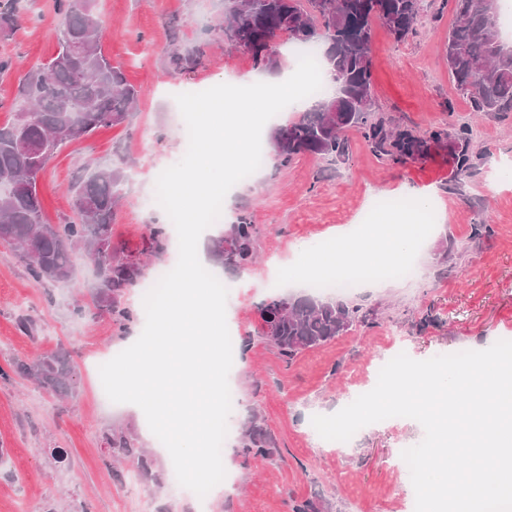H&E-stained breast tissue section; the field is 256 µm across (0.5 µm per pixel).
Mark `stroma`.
Wrapping results in <instances>:
<instances>
[{"label": "stroma", "instance_id": "35a3bbf8", "mask_svg": "<svg viewBox=\"0 0 512 512\" xmlns=\"http://www.w3.org/2000/svg\"><path fill=\"white\" fill-rule=\"evenodd\" d=\"M0 4L14 5L19 15L11 33H0V57L13 62L10 73L0 76L3 125L19 108L20 77L56 56L59 16L55 0ZM423 5L416 33L405 40L382 25L372 28L374 110L390 126L416 132L469 126L479 160L462 185H450L448 150L436 148L396 164L378 158L353 134L343 162L310 155L284 167L268 161L254 179L230 189L223 222L201 236L203 247H210L214 235L245 213L258 228L259 254L245 272L210 256L204 262L228 287L227 326L244 345L232 376L240 403L229 415L231 434L222 447L227 478L208 493L207 512H292L295 503L308 499L319 512H403L406 480L396 454L423 440L422 425L394 419L365 428L338 448L314 435L312 417L342 409L394 342L422 361L460 347L484 350L512 333V182L494 183L489 171L494 158H512V113L474 115L444 61L452 11L443 0ZM93 11L105 30L103 52L137 89V105L131 123L97 129L63 146L49 160L38 189L45 220L59 224L73 214L71 187L77 179L100 168H123L112 239L137 252L148 225L168 220L164 210L148 205L147 195L161 172L186 153L176 95L259 72L247 55L224 45V0H94ZM199 43L205 46L200 66L172 65L173 50ZM416 192L441 205L439 219L420 216L430 227L416 254L420 277L383 280L347 296L372 311V324H357L290 362L256 341L274 265L300 246L335 242L336 228L351 229L360 210L375 200L409 212ZM478 224L490 225L491 234L474 237ZM452 246L461 254L449 260L445 254ZM72 259L67 283L38 284L16 251L0 244V512H70L79 501L89 503L91 512H196L187 491L171 483V456L143 411L110 402L99 389L101 362L133 344L144 329L143 288L128 290L125 302L136 316L118 330L93 305L95 267L82 252ZM60 348L72 360L74 397H55L7 371L13 359L33 361ZM255 415L276 443L273 459L239 452L244 426ZM113 432L146 452L153 462L150 480L113 478V470L129 467L106 442ZM58 448L65 453L60 460L53 456Z\"/></svg>", "mask_w": 512, "mask_h": 512}]
</instances>
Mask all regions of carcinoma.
<instances>
[{
	"instance_id": "cac0c4a2",
	"label": "carcinoma",
	"mask_w": 512,
	"mask_h": 512,
	"mask_svg": "<svg viewBox=\"0 0 512 512\" xmlns=\"http://www.w3.org/2000/svg\"><path fill=\"white\" fill-rule=\"evenodd\" d=\"M422 0H224V32H235L253 67L263 72L279 67L275 45L285 33L298 43L324 38L320 64L332 69L339 85L314 98V104L286 126L270 133L274 156L285 166L300 155L330 161L346 160L348 133H360L381 158L395 163L427 155L431 148L451 147L452 181L460 183L475 167L467 126L416 133L391 127L373 112L372 26L383 24L402 40L415 32ZM455 22L448 31L446 60L458 93L472 111L512 112V45L501 35L499 0H451ZM58 43L76 47V67L51 60L45 68L20 80L23 112L32 123L21 131L25 146L14 140L16 121L0 125V243L13 247L34 282L64 284L72 276V254L83 249L99 271L93 293L96 309L122 324L132 318L124 306L126 292L142 277L141 255L164 248V229L152 226L138 255L127 254L112 241V221L121 199L124 172L105 168L76 187L73 216L63 224H47L38 185L29 176L30 154L43 162L63 145L103 126L125 123L138 92L120 67L101 49V24L90 0H58ZM202 48L172 55L180 67L201 65ZM256 227L241 215L226 234L213 240L220 264L238 270L256 258ZM263 325L257 335L286 361L320 347L368 319L362 307L323 294L275 295L261 307ZM13 372L42 389L65 398L75 392L74 368L68 352L59 349L30 363L15 360ZM108 443L136 462L128 472L135 479L152 475L151 460L122 436ZM242 454L269 459L274 449L252 417L244 433Z\"/></svg>"
}]
</instances>
